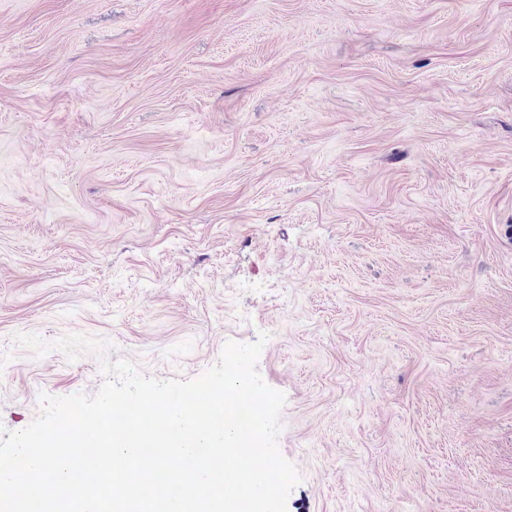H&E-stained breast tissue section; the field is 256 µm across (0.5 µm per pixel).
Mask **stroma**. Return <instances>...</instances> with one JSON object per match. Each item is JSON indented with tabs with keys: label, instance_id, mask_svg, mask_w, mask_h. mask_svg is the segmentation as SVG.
<instances>
[{
	"label": "stroma",
	"instance_id": "1",
	"mask_svg": "<svg viewBox=\"0 0 512 512\" xmlns=\"http://www.w3.org/2000/svg\"><path fill=\"white\" fill-rule=\"evenodd\" d=\"M512 0H0V424L111 340L271 338L287 512H512Z\"/></svg>",
	"mask_w": 512,
	"mask_h": 512
}]
</instances>
